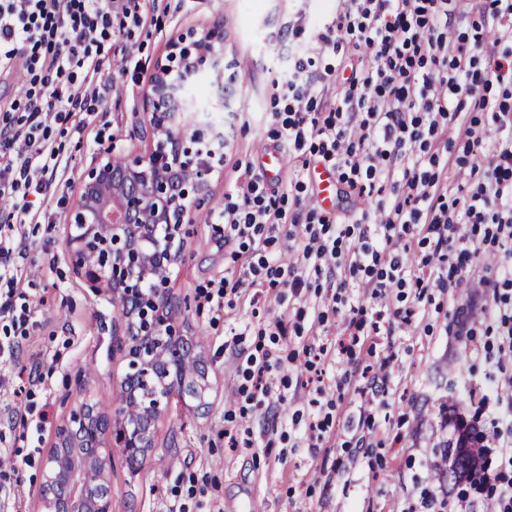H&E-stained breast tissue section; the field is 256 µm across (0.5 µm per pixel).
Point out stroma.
<instances>
[{
  "instance_id": "stroma-1",
  "label": "stroma",
  "mask_w": 512,
  "mask_h": 512,
  "mask_svg": "<svg viewBox=\"0 0 512 512\" xmlns=\"http://www.w3.org/2000/svg\"><path fill=\"white\" fill-rule=\"evenodd\" d=\"M336 0H157L142 4L143 26L128 25L124 41L135 50L122 65L120 48L109 50V65L97 76L101 85L121 84L89 117L83 136L52 125L49 137L65 162L57 173L56 197H34L39 221L24 225L17 259L23 277L17 288L31 308L25 332L12 334L17 363L0 365V454L32 455L31 465L12 470L0 465V501L12 512H41L40 467L57 444V428L86 400L102 405L103 414L119 419L116 401L128 363L126 320L112 302L109 284L91 291L71 269L65 227L75 203L74 191L85 171L105 149L139 155L151 144L143 125L144 96L157 64L165 62L171 43L187 29H224V53L237 64L236 84L242 110L226 123L229 137L223 161L206 188L209 202L196 211L190 234L180 241L179 260L169 272V294L181 308L176 322L189 337L194 354L208 367L207 411L193 401L171 397L157 418L151 446L137 460L114 451L108 482L112 512H406L417 506L425 489H438L433 444L439 403L449 389L464 394V416L489 429L494 389L512 372V357L501 358L497 325L487 311L490 290L451 288L432 282L420 314L410 326L394 328L376 348L395 353L389 366L387 402L371 422L360 419L361 399L344 381L345 364L335 363L336 342L348 322L346 310L328 311L326 332L316 336L334 365L327 391L342 389L332 412L333 426L321 447L310 448L303 424L276 430L271 415L244 422L249 447L224 445V414L236 399L240 350H253L258 333L283 312L307 309L330 299L336 282L309 275V285L289 305L276 295L251 302L249 296L226 297L212 312L199 293L217 291L224 278L243 273L251 249L232 254L224 246V227L206 223L234 186L239 163L264 171L268 183L288 186V169L268 166L283 146L268 118L273 87L286 84L288 48L299 17L329 18ZM465 311L473 337L457 335L452 320ZM45 412V421L26 417L25 404Z\"/></svg>"
}]
</instances>
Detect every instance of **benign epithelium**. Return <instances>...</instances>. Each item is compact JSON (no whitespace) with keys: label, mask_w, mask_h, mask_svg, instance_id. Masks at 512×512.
<instances>
[{"label":"benign epithelium","mask_w":512,"mask_h":512,"mask_svg":"<svg viewBox=\"0 0 512 512\" xmlns=\"http://www.w3.org/2000/svg\"><path fill=\"white\" fill-rule=\"evenodd\" d=\"M206 73L215 91L199 100L192 89ZM236 83V62L224 56L221 27L180 34L148 81L150 151L120 166L103 157L76 189L66 229L69 263L90 288L106 282L119 299L130 358L123 389L133 401L143 377L170 351H176L178 365L193 358V342L179 334L174 320L178 303L168 295V273L178 260L174 241L189 233L192 209L208 201V176L221 156L196 147L207 130L184 117L239 111ZM160 406L155 403L137 425L119 431L117 442L128 459L150 447ZM111 429L112 419L91 402L60 425L58 445L42 462V512H112V499L84 480L94 472L98 482L107 481L112 449L102 446V437Z\"/></svg>","instance_id":"benign-epithelium-1"}]
</instances>
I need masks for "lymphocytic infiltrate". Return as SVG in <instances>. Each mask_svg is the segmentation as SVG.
Listing matches in <instances>:
<instances>
[{
	"mask_svg": "<svg viewBox=\"0 0 512 512\" xmlns=\"http://www.w3.org/2000/svg\"><path fill=\"white\" fill-rule=\"evenodd\" d=\"M468 0H337L330 23L303 42L286 89L272 99L271 121L297 160L289 177L295 194L308 190L307 154L320 157L350 192L375 203L374 223L336 221L317 208L288 214L284 198L269 195L252 166L226 194L217 218L228 246L283 243L288 262L259 256L224 289L299 288L308 272L347 268L372 300L384 303L389 324L408 326L419 314L395 302L394 289L424 288L440 277L470 285L469 264L493 252L512 259V0H486L468 31L449 19L467 17ZM141 24L132 0H0V69L22 67L18 90L24 115L0 125V327L24 329L28 307L16 303L21 226L31 223L29 195L48 196L58 185L59 149L47 136L49 121L66 113L92 115L104 101L94 83L107 57L104 43L115 19ZM487 66H480V57ZM344 79V94L324 96V84ZM500 87L492 96V87ZM459 142L453 164L464 175L449 192L437 142ZM289 230L283 239L274 232ZM421 247L420 263L404 254ZM491 289V315L500 351L512 353V270L481 278ZM340 280L334 302L348 307L355 331L341 348L346 378L362 381L365 406L387 388L388 359L364 363L378 337L358 334L366 309L352 303ZM288 314L273 322L272 349L247 354L238 368L240 417L272 411L267 379L284 360L275 354L290 333H301Z\"/></svg>",
	"mask_w": 512,
	"mask_h": 512,
	"instance_id": "f902f5d3",
	"label": "lymphocytic infiltrate"
}]
</instances>
